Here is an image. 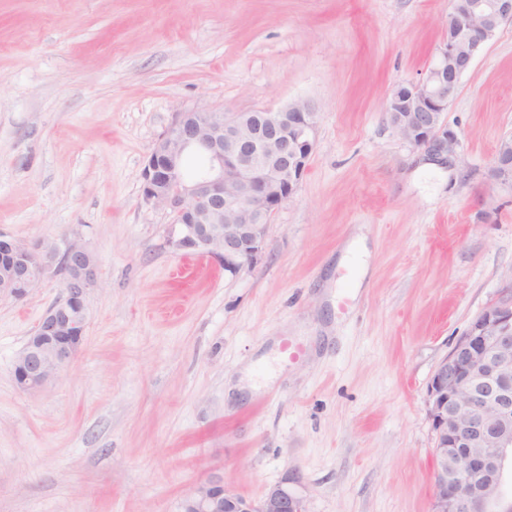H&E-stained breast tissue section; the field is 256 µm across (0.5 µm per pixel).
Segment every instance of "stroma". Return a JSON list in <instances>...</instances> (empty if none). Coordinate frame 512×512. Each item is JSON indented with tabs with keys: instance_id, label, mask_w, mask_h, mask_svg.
<instances>
[{
	"instance_id": "obj_1",
	"label": "stroma",
	"mask_w": 512,
	"mask_h": 512,
	"mask_svg": "<svg viewBox=\"0 0 512 512\" xmlns=\"http://www.w3.org/2000/svg\"><path fill=\"white\" fill-rule=\"evenodd\" d=\"M450 0H0V234L78 238L98 285L76 361H13L63 295L0 296V512H179L220 476L300 478L307 512H430L426 387L512 290V25L445 114L459 161L391 126ZM318 108L316 146L258 259L175 250L143 173L178 110ZM496 178L512 182V138L501 140L496 150L493 165Z\"/></svg>"
}]
</instances>
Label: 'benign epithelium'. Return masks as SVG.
I'll use <instances>...</instances> for the list:
<instances>
[{"label":"benign epithelium","instance_id":"obj_1","mask_svg":"<svg viewBox=\"0 0 512 512\" xmlns=\"http://www.w3.org/2000/svg\"><path fill=\"white\" fill-rule=\"evenodd\" d=\"M512 24V0H451L447 37L425 78L400 84L386 104L398 135L425 159L450 167L459 159L457 133L444 112L462 76ZM317 116L307 101L279 109L224 113L195 107L175 113L144 169L147 202L175 215L172 246L224 261L235 275L261 254L268 224L295 193L316 145ZM206 166L183 176L184 159ZM495 177L512 182V138L501 140ZM64 295L40 317L13 362L18 387L38 393L72 364L84 344L86 297L97 286L91 253L76 239L28 245L0 236V294L27 298L58 266ZM435 434L431 512H512L503 495L512 474V298L488 306L438 365L426 390ZM181 512H306L299 478L253 499L209 478L182 501Z\"/></svg>","mask_w":512,"mask_h":512}]
</instances>
